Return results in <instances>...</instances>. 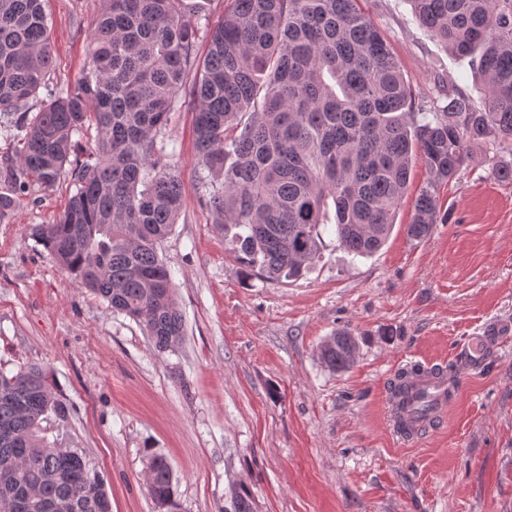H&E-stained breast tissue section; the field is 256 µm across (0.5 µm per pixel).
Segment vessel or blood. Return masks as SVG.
I'll use <instances>...</instances> for the list:
<instances>
[{
  "label": "vessel or blood",
  "mask_w": 512,
  "mask_h": 512,
  "mask_svg": "<svg viewBox=\"0 0 512 512\" xmlns=\"http://www.w3.org/2000/svg\"><path fill=\"white\" fill-rule=\"evenodd\" d=\"M401 392L388 398L394 433L403 441L417 438L440 417L459 392L456 380L437 374L431 365L402 366Z\"/></svg>",
  "instance_id": "obj_1"
}]
</instances>
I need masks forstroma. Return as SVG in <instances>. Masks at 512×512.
<instances>
[{
  "label": "stroma",
  "instance_id": "obj_1",
  "mask_svg": "<svg viewBox=\"0 0 512 512\" xmlns=\"http://www.w3.org/2000/svg\"><path fill=\"white\" fill-rule=\"evenodd\" d=\"M417 102L456 84L484 90L416 20L410 0H363ZM100 0H46L50 83L71 84L88 57ZM166 137L183 208L160 245L184 316V336L158 353L133 319L76 283L33 235L76 192L71 177L31 187L0 219V370L40 365L70 406L47 438L80 450L107 484L112 512H156L144 473L150 453L175 475L180 512H224L235 484L256 512H512V183L494 153L473 147L438 194L449 212L420 241L404 203L385 245L351 259L323 235L300 278L267 281L239 262L200 205L192 114ZM505 333L485 363L462 373L445 420L417 443L393 436L385 391L408 361L445 366L484 326ZM350 329L359 350L342 372L318 346Z\"/></svg>",
  "mask_w": 512,
  "mask_h": 512
}]
</instances>
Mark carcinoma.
<instances>
[{"label":"carcinoma","instance_id":"cac0c4a2","mask_svg":"<svg viewBox=\"0 0 512 512\" xmlns=\"http://www.w3.org/2000/svg\"><path fill=\"white\" fill-rule=\"evenodd\" d=\"M44 0H0V112L22 146L0 193V217L31 184H77L67 208L35 236L81 286L137 321L160 352L184 319L158 246L173 231L183 188L166 151L171 114L193 113L197 193L213 224L233 232L240 262L265 279H297L319 260L321 228L352 258L378 251L407 193L415 155L429 174L406 227L415 240L448 223L438 189L457 179L469 147L500 155L512 181V0H411L419 24L475 63L484 97L453 87L414 121L415 95L361 0H230L216 23L185 0H101L86 71L64 88L53 69ZM207 43L204 56L200 43ZM48 99L28 117L40 89ZM98 139L70 160L73 135ZM354 334L338 330L319 360L353 365ZM69 415L46 372L0 370V512H111L85 456L50 443L44 423ZM167 459L146 464L158 512H177ZM227 512H255L240 487Z\"/></svg>","mask_w":512,"mask_h":512}]
</instances>
